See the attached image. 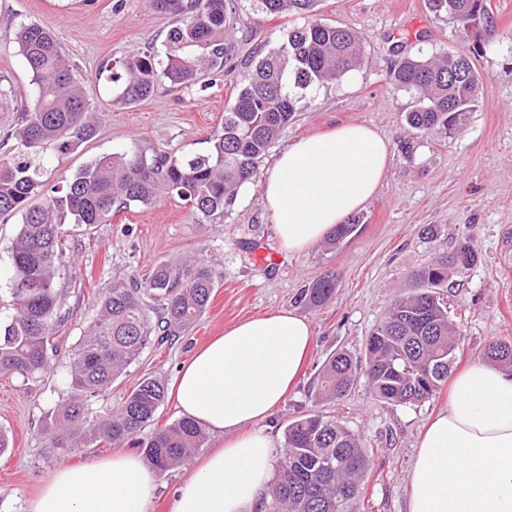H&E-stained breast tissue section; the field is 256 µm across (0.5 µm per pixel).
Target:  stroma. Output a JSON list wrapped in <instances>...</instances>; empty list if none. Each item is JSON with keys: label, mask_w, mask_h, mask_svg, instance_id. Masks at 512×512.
Instances as JSON below:
<instances>
[{"label": "stroma", "mask_w": 512, "mask_h": 512, "mask_svg": "<svg viewBox=\"0 0 512 512\" xmlns=\"http://www.w3.org/2000/svg\"><path fill=\"white\" fill-rule=\"evenodd\" d=\"M241 26L261 51L276 47L302 16L272 19L234 0ZM494 34L483 40L474 63L483 76L477 107L452 137L419 134L405 122L411 96L396 89L389 71L398 56L430 57L459 50L451 24L435 18L425 0H321L325 23L360 32L363 65L331 89L308 95L283 130L276 149L344 123L375 128L387 141L390 163L376 195L360 211L355 232L337 246L319 242L291 254L276 237L263 204L261 177L245 184L237 203L217 224H200L180 200L161 197L134 207L89 232H72L57 280L64 321L55 333L57 353L50 375L29 384L0 376V427L11 447L0 455V512H25L28 499L63 463L83 464L129 451L126 443L102 441L70 456L53 448L44 420L67 391L69 354L96 315V301L112 283L144 276L165 258L198 253L215 259L222 274L209 308L188 335L146 349L138 362L93 404L94 414L119 403L147 377L172 385L196 349L241 320L292 310L311 324L315 341L298 386L261 422L275 448H282L288 420L306 413L336 417L363 436L372 457L356 503L357 512H407L410 476L421 432L448 405L447 389L416 405L374 400L357 382L342 400L316 399L317 375L334 352L359 353L394 296L410 291L411 270L453 251L472 237L477 264L448 280V315L460 331L453 370L485 360L493 340L512 341V0H490ZM34 21L51 29L79 71L92 78L90 94L106 117L95 139L77 152L46 151L50 184L71 177L94 156L156 145L183 153L203 151L205 136L218 126L236 94L237 73L207 85L170 89L131 107L112 105V84L101 65L125 59L145 44L162 46L168 16L147 0H0V75L18 92L29 88V72L14 43V27ZM432 234H425V227ZM336 278V294L320 307L301 292L325 275ZM220 440L207 435L197 455L161 473L148 512H170L176 488Z\"/></svg>", "instance_id": "35a3bbf8"}]
</instances>
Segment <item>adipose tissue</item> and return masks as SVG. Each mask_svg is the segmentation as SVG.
I'll list each match as a JSON object with an SVG mask.
<instances>
[{"instance_id":"adipose-tissue-1","label":"adipose tissue","mask_w":512,"mask_h":512,"mask_svg":"<svg viewBox=\"0 0 512 512\" xmlns=\"http://www.w3.org/2000/svg\"><path fill=\"white\" fill-rule=\"evenodd\" d=\"M389 166L372 127L346 123L301 138L276 157L262 184L281 247L300 254L376 194ZM314 334L280 310L238 323L200 348L174 382L181 413L221 448L188 477L171 512H256L274 469L273 442L253 431L296 384ZM158 473L143 457L57 467L26 512H147ZM408 512H512V374L476 361L456 374L448 407L420 438Z\"/></svg>"}]
</instances>
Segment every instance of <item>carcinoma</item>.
<instances>
[{"label":"carcinoma","mask_w":512,"mask_h":512,"mask_svg":"<svg viewBox=\"0 0 512 512\" xmlns=\"http://www.w3.org/2000/svg\"><path fill=\"white\" fill-rule=\"evenodd\" d=\"M318 0H252V6L278 19L311 15ZM486 0H427L428 9L452 24L465 42L470 26L490 31ZM169 16L165 52L150 44L118 64H106L113 83L112 104L127 106L155 95L158 87L195 86L226 66L244 49L237 12L225 0H148ZM19 54L30 73L32 105L0 155V217L21 216L11 242L10 295L13 314L0 320V374L34 381L50 370L54 324L60 301L56 278L63 267L67 226L87 229L109 224L133 205L152 206L164 195L187 205L197 223H218L236 204L282 131L313 90L358 69L364 60L362 37L353 29L312 19L288 30L278 47L257 59L241 61L239 88L224 108V121L205 138L201 153L134 146L103 153L69 180L47 187L44 151L72 153L93 139L105 120L91 101L87 82L67 58L54 33L37 22L20 24ZM390 83L415 99L406 113L414 130L438 129L451 135L474 110L482 76L466 51L430 58H403ZM360 219L340 224L328 237L336 245L354 232ZM477 261L466 240L446 255L411 273V293L392 300L387 316L367 338L362 359L346 352L331 355L317 375L316 396L345 397L358 376L370 394L394 405L431 398L445 382L459 330L448 316L443 288L451 274H463ZM216 263L204 256L160 262L143 280L132 276L112 283L99 298L92 324L79 339L70 362L68 393L45 419L51 444L70 454L110 440L140 449L154 469L166 472L190 458L205 439L195 420L182 417L155 425L166 388L147 377L120 405L92 421L91 402L112 389L152 343L186 333L205 314L220 284ZM336 292L325 275L304 289L301 300L322 306ZM487 357L512 370V343H490ZM151 434L143 435L147 427ZM369 455L362 437L323 414L308 413L288 422L277 478L262 497L258 512H353Z\"/></svg>","instance_id":"cac0c4a2"}]
</instances>
